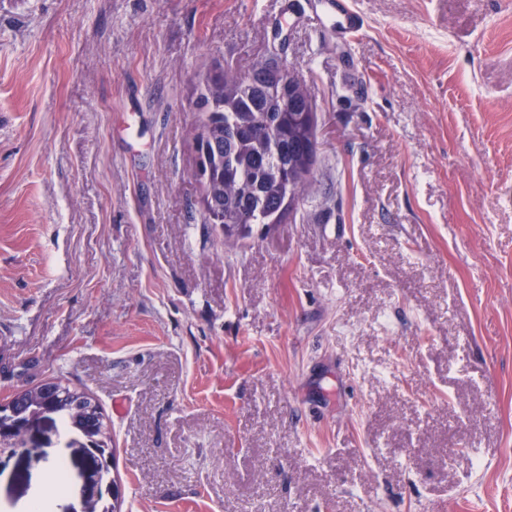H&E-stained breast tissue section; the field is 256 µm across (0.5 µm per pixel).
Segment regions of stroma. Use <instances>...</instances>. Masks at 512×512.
I'll list each match as a JSON object with an SVG mask.
<instances>
[{"mask_svg":"<svg viewBox=\"0 0 512 512\" xmlns=\"http://www.w3.org/2000/svg\"><path fill=\"white\" fill-rule=\"evenodd\" d=\"M0 0V398L63 374L112 423L123 512H512V0ZM277 58L314 193L225 240L191 89ZM43 422L0 512L67 461ZM349 0H326L324 7L326 14H319L315 11L313 16H308L307 21H317L322 23L324 20L330 22V28L336 31V39L341 42L353 41L361 32L364 21L361 15L350 5Z\"/></svg>","mask_w":512,"mask_h":512,"instance_id":"35a3bbf8","label":"stroma"}]
</instances>
